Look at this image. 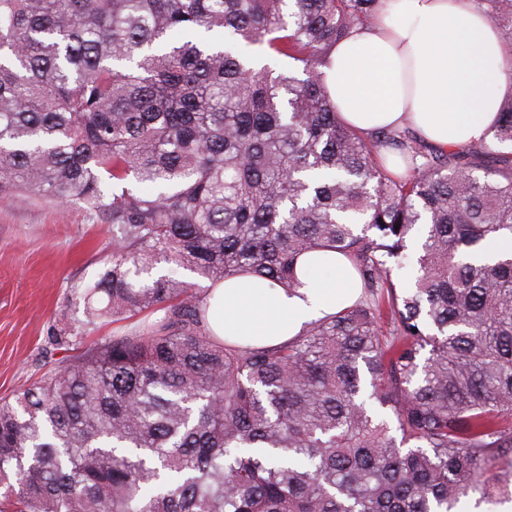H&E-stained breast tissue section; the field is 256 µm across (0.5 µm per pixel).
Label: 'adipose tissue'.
Here are the masks:
<instances>
[{
    "label": "adipose tissue",
    "mask_w": 512,
    "mask_h": 512,
    "mask_svg": "<svg viewBox=\"0 0 512 512\" xmlns=\"http://www.w3.org/2000/svg\"><path fill=\"white\" fill-rule=\"evenodd\" d=\"M498 30L474 0H384L372 23L354 26L321 75L342 118L359 133L411 127L442 149L488 136L512 79ZM295 292L268 279L230 277L209 289L205 322L218 338L252 347L288 342L351 304L347 261L316 254Z\"/></svg>",
    "instance_id": "1"
}]
</instances>
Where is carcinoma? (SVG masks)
Instances as JSON below:
<instances>
[{
	"mask_svg": "<svg viewBox=\"0 0 512 512\" xmlns=\"http://www.w3.org/2000/svg\"><path fill=\"white\" fill-rule=\"evenodd\" d=\"M379 2L0 0V199L109 225L83 326H129L0 401V512L512 501V97L463 151L344 123L319 67ZM477 2L512 47V0ZM316 251L361 296L276 347L174 277L291 289Z\"/></svg>",
	"mask_w": 512,
	"mask_h": 512,
	"instance_id": "1",
	"label": "carcinoma"
}]
</instances>
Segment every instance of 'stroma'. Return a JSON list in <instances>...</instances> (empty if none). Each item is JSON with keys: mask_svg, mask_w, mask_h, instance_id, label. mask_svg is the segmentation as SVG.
<instances>
[{"mask_svg": "<svg viewBox=\"0 0 512 512\" xmlns=\"http://www.w3.org/2000/svg\"><path fill=\"white\" fill-rule=\"evenodd\" d=\"M109 239L81 206L25 194L0 202V399L66 359L53 337L82 321L71 291L103 271Z\"/></svg>", "mask_w": 512, "mask_h": 512, "instance_id": "35a3bbf8", "label": "stroma"}]
</instances>
